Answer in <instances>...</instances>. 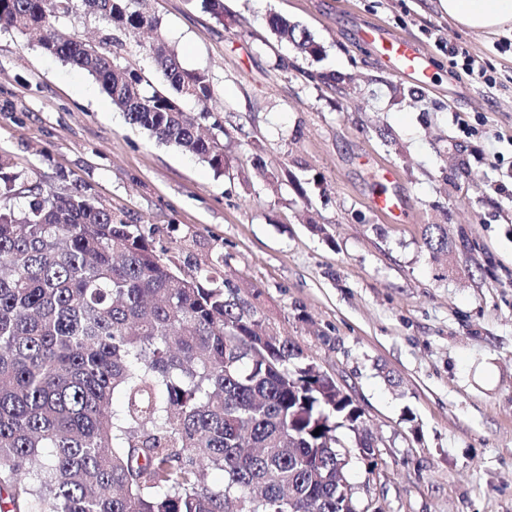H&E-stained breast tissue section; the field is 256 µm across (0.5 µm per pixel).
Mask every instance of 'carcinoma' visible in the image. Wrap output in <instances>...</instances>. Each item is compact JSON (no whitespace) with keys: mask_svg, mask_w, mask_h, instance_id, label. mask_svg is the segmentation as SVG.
Segmentation results:
<instances>
[{"mask_svg":"<svg viewBox=\"0 0 512 512\" xmlns=\"http://www.w3.org/2000/svg\"><path fill=\"white\" fill-rule=\"evenodd\" d=\"M76 0H0V21L91 76L151 137L221 174L216 88L183 67L146 0H83L107 25L99 44L61 32ZM295 49L320 46L280 16ZM146 28L162 83L118 63L116 31ZM424 245L448 252L441 224ZM228 256L183 276L153 231L77 192L43 185L0 154V512H376L336 490L337 430L377 447L353 398L302 349L268 332L252 285ZM318 435H313L315 429ZM221 474L218 484L204 471Z\"/></svg>","mask_w":512,"mask_h":512,"instance_id":"carcinoma-1","label":"carcinoma"}]
</instances>
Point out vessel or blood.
<instances>
[{
  "label": "vessel or blood",
  "mask_w": 512,
  "mask_h": 512,
  "mask_svg": "<svg viewBox=\"0 0 512 512\" xmlns=\"http://www.w3.org/2000/svg\"><path fill=\"white\" fill-rule=\"evenodd\" d=\"M360 37L374 48L379 58L397 76L410 79L423 87L431 83L428 58L417 43L396 37L379 26L361 31ZM372 204L392 222H404L405 213L397 196L383 190L374 195Z\"/></svg>",
  "instance_id": "1"
}]
</instances>
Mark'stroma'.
Segmentation results:
<instances>
[{"mask_svg": "<svg viewBox=\"0 0 512 512\" xmlns=\"http://www.w3.org/2000/svg\"><path fill=\"white\" fill-rule=\"evenodd\" d=\"M224 6L220 19L201 0H147L184 67L217 89L223 174L128 124L92 77L1 24L0 153L151 227L182 273L230 255L227 274L261 290L269 328L362 407L382 463L371 477L351 457L361 501L512 512V31L460 27L439 0ZM272 15L320 53L279 40ZM368 24L419 42L434 86L383 67L358 39ZM439 36L466 45L493 83L452 65ZM383 186L408 223L371 206ZM429 224L447 225L446 255L424 246Z\"/></svg>", "mask_w": 512, "mask_h": 512, "instance_id": "stroma-1", "label": "stroma"}]
</instances>
